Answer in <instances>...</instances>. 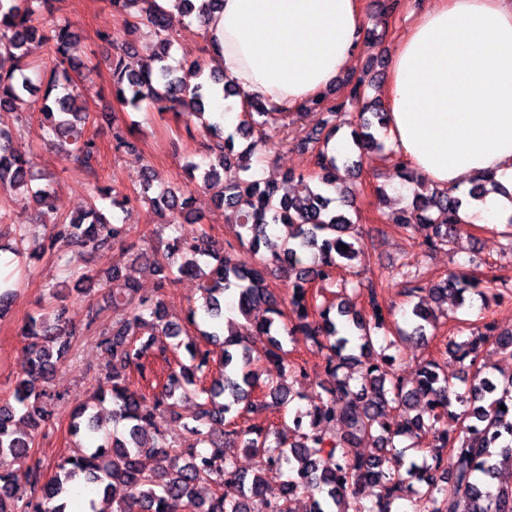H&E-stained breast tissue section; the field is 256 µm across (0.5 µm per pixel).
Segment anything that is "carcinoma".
<instances>
[{
	"instance_id": "obj_1",
	"label": "carcinoma",
	"mask_w": 512,
	"mask_h": 512,
	"mask_svg": "<svg viewBox=\"0 0 512 512\" xmlns=\"http://www.w3.org/2000/svg\"><path fill=\"white\" fill-rule=\"evenodd\" d=\"M116 12H127L137 3L148 4L146 20L153 42L139 70L124 64V48L111 63L112 97L124 108L138 111L146 105L163 114L171 112L196 119L206 137L209 162L186 165L188 183L209 191L224 206L225 221L238 228L236 242L218 246L204 231L187 239L179 232L182 217L189 211L190 198L181 187L152 191L154 174L145 169L138 200L169 213L172 234L148 252L139 248L134 260L153 259L161 275L157 295L138 294L136 283L114 269L105 275L78 274L77 281L89 284L84 292L105 290L112 305L123 314L101 333L100 345L111 356L104 376L95 380L92 391L74 398L70 432L83 434L93 446H75L54 465V474L44 478L43 465L31 460L30 449L38 430L51 421L48 406L60 399L50 387L51 378L64 361L71 345L67 308L58 283H50L51 305L31 315L21 328L28 340V359L11 392L12 400L0 404V512H68L72 492L83 484H95L112 494L113 512H294L293 503L304 493L309 512H391L392 502L404 492L400 474L399 437L431 435L427 446L432 463L410 464L408 473L421 484L415 491L414 512H512V375L496 379L479 362L487 341L512 355V329L497 332L485 324V332L474 337L455 355L466 369V388L449 397L448 375L429 360L419 367L420 377L406 388L393 368L387 350L391 326L377 299L376 285H368L371 315L356 314L340 302H318L315 288L336 286L347 290L354 282L336 278V273L364 255L357 246L356 224L349 214L336 209L328 196L336 187L340 166L361 170L363 162L381 152L377 137L386 125L387 112L368 89L373 80L351 74L352 95L362 110L346 118L342 105L326 103L320 95L307 101L298 117H316L312 131L302 140L311 152L314 167L298 175L289 172L281 186L263 182L247 173L241 159L267 142L266 125L275 113L261 101L246 105L237 130L251 138L246 148L235 150V134H224L220 123L207 112L216 95L226 98L235 89L208 62L193 61L183 67L169 63L173 39L168 28V10L158 0H108ZM223 0H174L173 7L184 15L202 17L203 8L213 13ZM48 0H0V109L22 111L31 96L41 97L40 140L68 152L84 168L93 170L97 145L85 135L90 120L76 102L83 95L70 75L78 65L74 56L78 38L66 16H44ZM46 44L54 66L33 83L27 71L29 45ZM351 128L357 159L336 156L331 140L343 126ZM132 127L112 128V146L117 152L134 148ZM14 132L0 127V192L14 201L31 195L36 205L54 211L55 188L48 181L32 189L35 180L33 157L13 147ZM94 197L130 214L131 199L109 185L93 187ZM462 199L454 191L435 187L428 194H414L410 207L399 212L394 224L404 233L425 231L430 250L452 242L464 225L460 216ZM287 224L291 234L279 250L266 257L268 229ZM48 248L58 243L79 244L93 251L109 249L124 240L127 220L112 221L91 203L76 216L43 222ZM343 244L344 251L338 248ZM249 250L253 261L245 265L238 249ZM201 280L203 316L189 309L185 319H168L162 291L181 277ZM288 280V298L277 294L271 277ZM405 292L427 294L432 301L453 298L458 305L473 292L488 306L498 298L495 277L469 278L457 272L426 288L415 275L405 273ZM236 300L238 312L253 325L251 338L224 331V298ZM415 317L410 334L427 340L426 328L434 316L422 303L412 308ZM302 335L322 354L334 381L327 397L307 411H296L292 420L271 431L255 425L246 431L226 430L220 440L212 439L211 425L224 422L234 407L245 412L258 408L282 411L293 401L292 392L281 382L260 383L259 365L265 360L280 372L303 370L288 359L281 337ZM224 338V358L218 371L210 373V351L202 343ZM185 348L190 365L171 369L161 389L147 396L133 388L130 374H150L148 358L165 356L167 347ZM361 367L359 385L351 386L348 374L339 375L350 364ZM462 410L454 414L460 425L458 436L438 429L453 403ZM110 406L112 422L123 424L121 434L102 431V412ZM505 409H500V406ZM402 411L406 417L393 422L389 415ZM168 412L184 430L180 441L170 440L161 430L149 432L156 415ZM369 443L377 454L363 458L356 448ZM210 449H205V446ZM245 452L258 458V469L250 476L237 468L236 456ZM152 461L147 468L144 460ZM30 462L28 488L20 490L12 479L11 467ZM269 469L288 472L281 493L269 498L264 493L263 473ZM234 485L239 495L229 500L224 486ZM364 485L378 489L368 505L359 498ZM209 487L208 497L197 488Z\"/></svg>"
}]
</instances>
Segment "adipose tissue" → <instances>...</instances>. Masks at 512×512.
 Listing matches in <instances>:
<instances>
[{"mask_svg":"<svg viewBox=\"0 0 512 512\" xmlns=\"http://www.w3.org/2000/svg\"><path fill=\"white\" fill-rule=\"evenodd\" d=\"M358 0H224L211 66L239 91L215 99L225 127L248 99L288 113L330 87L366 39ZM387 144L441 188L481 175L512 188V0H430L414 13L390 61ZM472 224H504L497 191L464 207Z\"/></svg>","mask_w":512,"mask_h":512,"instance_id":"1","label":"adipose tissue"}]
</instances>
